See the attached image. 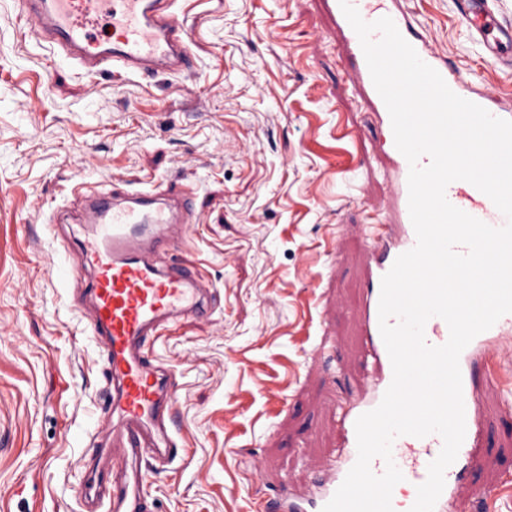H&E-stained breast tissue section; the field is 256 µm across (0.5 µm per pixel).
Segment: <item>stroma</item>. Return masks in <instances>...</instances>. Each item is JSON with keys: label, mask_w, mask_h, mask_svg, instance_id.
I'll return each instance as SVG.
<instances>
[{"label": "stroma", "mask_w": 512, "mask_h": 512, "mask_svg": "<svg viewBox=\"0 0 512 512\" xmlns=\"http://www.w3.org/2000/svg\"><path fill=\"white\" fill-rule=\"evenodd\" d=\"M433 52L512 109L455 0H395ZM195 71L88 77L0 0V512H81L73 490L108 404L107 360L76 306L85 228L45 226L74 183L191 191L185 251L209 316L156 341L186 454L143 457L147 512H254L281 480L308 492L366 372L356 308L364 226L390 192L382 128L329 0H177ZM479 403L474 476L512 512V335Z\"/></svg>", "instance_id": "obj_1"}]
</instances>
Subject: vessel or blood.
Returning <instances> with one entry per match:
<instances>
[{"instance_id":"obj_1","label":"vessel or blood","mask_w":512,"mask_h":512,"mask_svg":"<svg viewBox=\"0 0 512 512\" xmlns=\"http://www.w3.org/2000/svg\"><path fill=\"white\" fill-rule=\"evenodd\" d=\"M350 2L365 21L391 17L419 57L442 75L454 93L489 107L491 95L471 92L466 79L446 59L425 49L421 35L402 15L384 8L382 0ZM18 3V15L35 40L47 44L84 74L107 72L121 78L178 75L193 66L189 31L176 15L174 0ZM458 4L474 39L499 65L511 68L512 29L492 21L488 0H458ZM104 20L111 34L103 40L98 28ZM341 27L367 99L381 119L384 134L380 147L392 161L389 180L394 188L395 221H378L365 227L375 262L359 311L365 353L379 371L357 398L340 406L338 423L344 452L322 464L324 479L313 497L299 501L291 487L281 485L271 504L273 512H322L355 464V422L380 404L393 378L379 329L381 280L396 258L417 242L408 206L409 164L395 146L390 115L374 87L360 40L349 22H342ZM446 197L455 207L490 226L499 228L507 222L492 201L469 182L450 183ZM71 198L81 202V210L73 215L68 209H60L54 222H76L91 228L80 243L79 260L82 269L90 273L86 294L91 331L106 352L112 386V403L105 412L112 425V445L99 449L98 455L114 467L113 472H100L97 479L79 482L76 494L86 503L103 507L104 512H145L139 458L149 454L166 462L179 454L173 433V382L150 349L163 331L183 317H203L212 309L206 277L190 264L172 259L183 243V228L194 219L192 198L189 192L156 185L123 190L78 185L72 188ZM510 331L512 313L477 335L460 355L466 426L460 457L476 447L481 436L476 422L479 400L473 369L495 359L494 341ZM442 446L436 434L396 438L392 456L404 476L392 493V506L397 512H410L416 488L426 480L428 466Z\"/></svg>"}]
</instances>
